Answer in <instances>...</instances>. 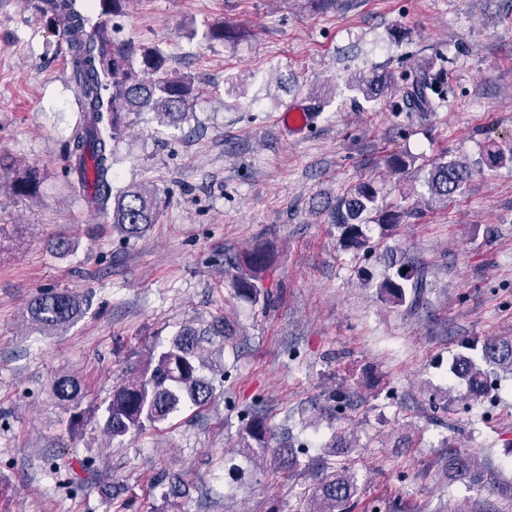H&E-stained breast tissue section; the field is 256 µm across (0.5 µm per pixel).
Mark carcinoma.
<instances>
[{"mask_svg":"<svg viewBox=\"0 0 512 512\" xmlns=\"http://www.w3.org/2000/svg\"><path fill=\"white\" fill-rule=\"evenodd\" d=\"M135 0H97L98 15L92 19L77 0H36L35 9L63 27L67 37L73 80L78 89L79 120L66 144L69 172L76 175L74 187L90 193L92 207L112 218V228L130 240L140 237L158 223L159 202L156 191L146 185L117 189L112 183L114 143L122 139L133 114L151 112L164 125L189 120L191 105L199 92L191 78L168 71L166 57L156 48L134 49L112 40L110 20L124 15ZM391 84L384 74L360 78L355 88L366 100L384 93ZM444 100V81L440 74L420 68L404 88L403 101L416 112H431ZM469 164L439 161L432 165L425 183L432 197L441 202L459 194L469 179ZM42 180L36 166L10 180L0 176V187L9 183L20 193H28ZM378 213L382 231L398 223L400 214L378 208L377 190L369 181L359 183L343 197L333 213V222L341 229L340 244L346 250L366 245L364 231L367 216ZM237 271L236 290L242 299L258 303L261 282L272 263L268 250L256 245L227 258ZM424 270L401 263L379 283L381 298L393 305L418 306L425 294ZM88 301L66 291H48L35 296L27 314L35 326L46 332H63L86 312ZM230 336L229 324L221 322L212 331L184 327L168 344L153 346L145 354L143 365L115 386L105 407L104 430L113 439L132 432L155 428L189 405L201 409L215 397L213 381L203 375L208 367L205 336ZM478 366L468 355H457L449 373L465 382L470 396H483L499 379V373L512 376V336L482 339ZM55 397L73 407L82 398L80 379L68 372L58 375L52 385ZM271 430L266 419L251 416L239 440L242 454L257 461L273 452L279 470L288 472L298 462L294 449L270 450ZM450 465L468 476L477 463L468 454L453 453ZM356 492L352 475L345 467L332 465L312 496L305 512H348Z\"/></svg>","mask_w":512,"mask_h":512,"instance_id":"1","label":"carcinoma"}]
</instances>
